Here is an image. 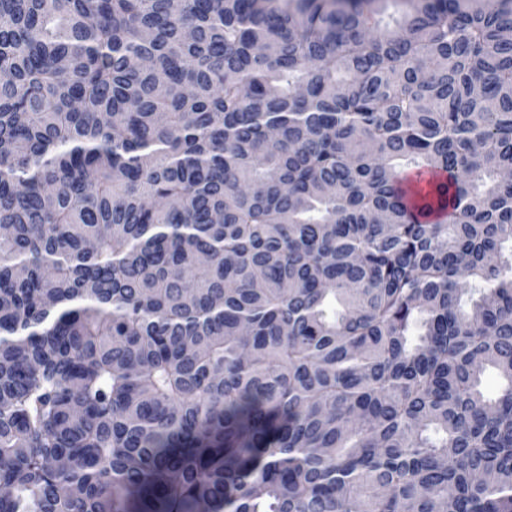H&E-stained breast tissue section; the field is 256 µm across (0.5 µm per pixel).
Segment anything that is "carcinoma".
Listing matches in <instances>:
<instances>
[{
	"instance_id": "cac0c4a2",
	"label": "carcinoma",
	"mask_w": 512,
	"mask_h": 512,
	"mask_svg": "<svg viewBox=\"0 0 512 512\" xmlns=\"http://www.w3.org/2000/svg\"><path fill=\"white\" fill-rule=\"evenodd\" d=\"M382 2L0 0V512H512V0Z\"/></svg>"
}]
</instances>
